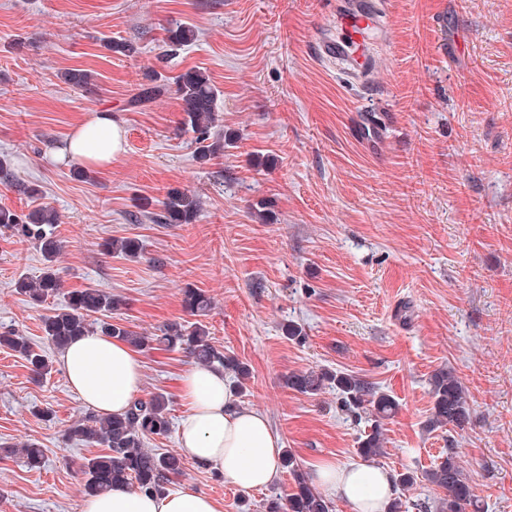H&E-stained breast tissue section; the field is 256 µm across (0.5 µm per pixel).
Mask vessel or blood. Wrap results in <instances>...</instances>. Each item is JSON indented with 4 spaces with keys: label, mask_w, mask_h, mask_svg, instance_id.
I'll return each mask as SVG.
<instances>
[{
    "label": "vessel or blood",
    "mask_w": 512,
    "mask_h": 512,
    "mask_svg": "<svg viewBox=\"0 0 512 512\" xmlns=\"http://www.w3.org/2000/svg\"><path fill=\"white\" fill-rule=\"evenodd\" d=\"M381 0H338L319 33L318 52L344 61L349 75L366 78L376 68L372 34L384 24Z\"/></svg>",
    "instance_id": "vessel-or-blood-1"
}]
</instances>
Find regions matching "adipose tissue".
<instances>
[{"label": "adipose tissue", "mask_w": 512, "mask_h": 512, "mask_svg": "<svg viewBox=\"0 0 512 512\" xmlns=\"http://www.w3.org/2000/svg\"><path fill=\"white\" fill-rule=\"evenodd\" d=\"M124 126L110 111H96L53 150L54 162L105 167L125 151ZM70 388L100 415H120L142 383V363L127 344L98 334L74 340L58 355ZM181 396L188 410L176 439L185 459L223 476L239 489L265 488L280 473L281 450L265 413L239 406L237 387L223 372L195 366L181 376ZM311 479L320 490L346 500L353 512H386L393 484L370 463L317 465ZM80 512H222L210 496L181 487L160 494L124 486L85 498Z\"/></svg>", "instance_id": "1"}]
</instances>
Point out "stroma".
I'll use <instances>...</instances> for the list:
<instances>
[{"label":"stroma","mask_w":512,"mask_h":512,"mask_svg":"<svg viewBox=\"0 0 512 512\" xmlns=\"http://www.w3.org/2000/svg\"><path fill=\"white\" fill-rule=\"evenodd\" d=\"M389 23L368 85L316 52L336 0H0V207H49L63 243L62 288L35 306L19 277L38 278V249L0 235V328L57 351L42 320L89 286L123 302L113 322L153 332L186 320L185 288L212 297L203 322L225 355L245 364L242 407L265 413L303 471L358 460L373 418L347 410L331 387L295 391L291 374L328 369L392 396L384 452L403 512H437L445 493L427 471L454 456L474 487L466 512H512V0H385ZM195 38L170 51L167 31ZM133 44L126 56L107 41ZM85 69L86 88L61 72ZM198 69L217 96L224 154L197 160L182 124L174 76ZM165 93L145 105L148 86ZM106 109L126 130L106 169L54 163L72 127ZM382 137L355 136L364 117ZM35 186L37 195L19 191ZM188 190L193 223L156 220L168 191ZM136 238L139 258L105 250ZM304 338L293 341L284 327ZM139 398L186 407L180 351L140 353ZM452 368L466 391L463 427L429 429L431 375ZM87 412L59 367L33 381L26 361L0 348V512H79L87 461L102 447L64 433ZM38 442L46 464L14 450ZM176 481L224 512H267L295 484L244 491L187 465Z\"/></svg>","instance_id":"stroma-1"}]
</instances>
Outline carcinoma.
<instances>
[{"label":"carcinoma","mask_w":512,"mask_h":512,"mask_svg":"<svg viewBox=\"0 0 512 512\" xmlns=\"http://www.w3.org/2000/svg\"><path fill=\"white\" fill-rule=\"evenodd\" d=\"M195 31L187 24L169 30V46L178 48L194 39ZM175 92L181 101L185 117L183 124L194 134L196 158L208 162L224 155V138H211L216 123V93L209 77L196 69L178 75L174 82ZM201 209L199 198L189 192L173 190L163 202L164 214L159 220L164 224H190ZM57 223V213L51 208H41L28 215L27 221L13 211L0 208V233L11 232L26 238L39 248L46 262V271L33 281L21 277L17 289L35 304H42L54 296L62 283L54 271V262L61 245L50 227ZM105 249L126 258H137L142 245L135 238L114 239ZM186 312L197 318L187 324L175 322L165 325L157 333H140L120 324L98 322L100 332L122 340L136 349L163 346L168 350H180L195 363L231 370L238 377L245 375V367L235 358L224 355L210 338V332L198 318L205 317L213 308V302L204 292L186 288L183 292ZM121 300L99 288H82L69 293L68 308L43 319L42 330L48 341L58 350L76 338L91 332L89 317L104 315L117 310ZM0 346L19 353L28 364L33 376L48 374L51 365L42 352L12 330L0 332ZM330 385L344 397L345 403L359 409L369 406L374 417L370 433L360 441L359 454L374 459L382 452V421L397 410L396 401L388 394L378 392L369 383L345 372L307 371L288 377V386L301 393H315ZM433 405L427 420L431 429L447 425L462 427L469 419L467 397L459 378L451 369H440L430 379ZM168 399L156 393L143 400L135 399L122 415L101 416L92 412L74 421L65 431L69 442H81L101 446L107 453L88 460L85 493L99 495L116 484L126 485L136 491L163 492L171 479L185 468L181 455L158 453L145 447V439L165 436L170 431L171 419L167 411ZM24 462L31 469H39L44 463L42 448L28 442L21 449ZM280 465L288 470L295 482V491L286 505L273 502L269 512H332L331 503L308 483L295 455L288 449L281 455ZM428 480L446 492L439 501V512H466L474 503V491L454 457L449 456L428 473Z\"/></svg>","instance_id":"carcinoma-1"}]
</instances>
